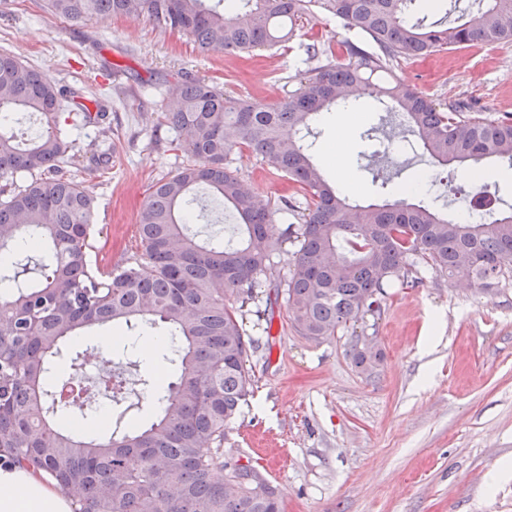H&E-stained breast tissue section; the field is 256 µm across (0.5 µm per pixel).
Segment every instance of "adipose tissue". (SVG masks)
Returning a JSON list of instances; mask_svg holds the SVG:
<instances>
[{
	"mask_svg": "<svg viewBox=\"0 0 512 512\" xmlns=\"http://www.w3.org/2000/svg\"><path fill=\"white\" fill-rule=\"evenodd\" d=\"M0 512H72V505L40 470L0 462Z\"/></svg>",
	"mask_w": 512,
	"mask_h": 512,
	"instance_id": "obj_1",
	"label": "adipose tissue"
}]
</instances>
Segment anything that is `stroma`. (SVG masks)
I'll list each match as a JSON object with an SVG mask.
<instances>
[{"instance_id": "stroma-1", "label": "stroma", "mask_w": 512, "mask_h": 512, "mask_svg": "<svg viewBox=\"0 0 512 512\" xmlns=\"http://www.w3.org/2000/svg\"><path fill=\"white\" fill-rule=\"evenodd\" d=\"M348 33L335 17L300 22L278 51L248 55L200 49L145 16L76 24L48 14L43 0H0V52L41 72L52 84L80 90L107 108L114 151L108 173L91 161L102 137L80 131L59 169L95 199L91 263L118 268L138 254L137 217L148 188L188 163L163 121L170 87L184 73L223 84L226 93L276 101L308 77V47L347 56ZM396 75L440 107L464 103L488 118L512 113V44L444 50L402 59ZM381 100L353 107L347 150L359 189L354 205L383 203L430 157L413 136L388 146L378 128ZM392 177L374 181L371 159ZM232 166L258 194L291 196L294 185L248 149ZM499 160L481 165L480 180L464 168L451 174L463 194L446 199L464 213L484 185L512 205V174ZM189 232L214 242L234 237L237 218L215 201L200 202ZM297 242L286 241L258 299L268 328L249 327L259 341L247 366L253 385L222 445L225 457L258 470L279 487L284 512H512V283L476 291L469 276L448 278L416 267L419 286L392 281L380 313L314 341L291 325L285 300ZM370 338L383 355L371 373L355 367L354 337ZM284 462L282 473L273 464Z\"/></svg>"}]
</instances>
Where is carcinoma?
<instances>
[{
  "label": "carcinoma",
  "instance_id": "carcinoma-1",
  "mask_svg": "<svg viewBox=\"0 0 512 512\" xmlns=\"http://www.w3.org/2000/svg\"><path fill=\"white\" fill-rule=\"evenodd\" d=\"M45 0L69 22L145 14L202 48L251 52L281 47L297 23L334 15L374 45L344 42L347 63L310 70L303 87L269 102L234 97L213 81L183 76L164 104L163 118L177 146L194 158L149 187L138 213L141 258L112 270L89 260L92 196L77 182L47 177L74 144L62 125L64 105L85 124L105 118L77 109L79 93L45 81L33 67L0 53V255L26 234L28 250L50 246L43 280L22 286L19 275L0 298V458L27 463L57 484L74 512H282L281 492L268 480L230 496L214 471L224 470V430L252 386L246 368L254 341L246 337L244 307L256 298L273 256L298 242L287 281L289 320L301 335L325 340L371 307L381 309L393 278L408 280L421 260L453 275L468 271L480 289L512 281V210L487 199V216L462 223L435 202L352 205L325 180L307 137L317 116L357 90L380 83L389 111L429 157L446 166L495 157L512 169V114L488 119L452 105L449 111L393 75L399 58H421L465 44L512 42V0H476L478 9L426 28L407 20L410 0ZM38 125L27 139L11 131L13 116ZM231 126L237 141L230 142ZM246 146L305 193L307 214L278 230L271 200L249 189L231 167ZM223 202L241 220L238 237L204 244L186 229L201 197ZM157 326L178 338L162 360L180 367L179 381L160 398L149 427L88 438L59 426L68 408L56 400L51 371L63 340L98 326ZM363 372L378 351L353 344Z\"/></svg>",
  "mask_w": 512,
  "mask_h": 512
}]
</instances>
